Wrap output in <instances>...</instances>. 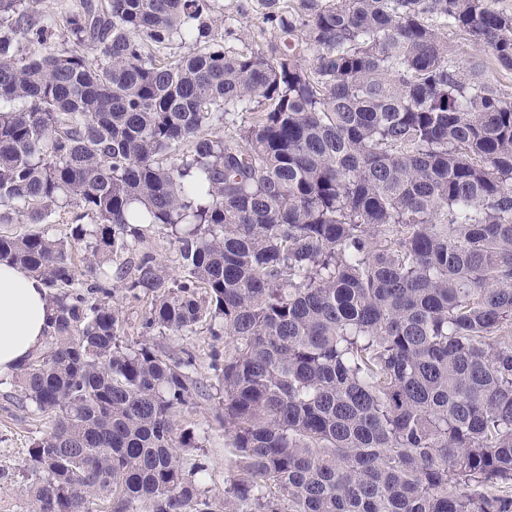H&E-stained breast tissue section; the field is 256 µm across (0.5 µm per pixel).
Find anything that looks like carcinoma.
Instances as JSON below:
<instances>
[{
  "mask_svg": "<svg viewBox=\"0 0 512 512\" xmlns=\"http://www.w3.org/2000/svg\"><path fill=\"white\" fill-rule=\"evenodd\" d=\"M26 3L0 0V224L91 220L80 266L0 233L55 310L13 376L52 422L33 512H512V95L491 77L512 74V13L299 0L264 14L269 56L224 49L218 0H82L71 47L39 52ZM177 41L206 47L163 56ZM140 224L170 230L181 275L109 269ZM114 277L151 299L146 335L231 340L220 502L178 452L192 356L127 347Z\"/></svg>",
  "mask_w": 512,
  "mask_h": 512,
  "instance_id": "obj_1",
  "label": "carcinoma"
}]
</instances>
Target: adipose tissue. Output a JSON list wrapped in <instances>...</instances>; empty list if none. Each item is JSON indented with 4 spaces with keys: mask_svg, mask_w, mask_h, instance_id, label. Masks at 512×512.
I'll return each mask as SVG.
<instances>
[{
    "mask_svg": "<svg viewBox=\"0 0 512 512\" xmlns=\"http://www.w3.org/2000/svg\"><path fill=\"white\" fill-rule=\"evenodd\" d=\"M52 314L38 278L21 266L0 264V378L42 345Z\"/></svg>",
    "mask_w": 512,
    "mask_h": 512,
    "instance_id": "ef3b65f1",
    "label": "adipose tissue"
}]
</instances>
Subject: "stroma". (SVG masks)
Segmentation results:
<instances>
[{
	"label": "stroma",
	"mask_w": 512,
	"mask_h": 512,
	"mask_svg": "<svg viewBox=\"0 0 512 512\" xmlns=\"http://www.w3.org/2000/svg\"><path fill=\"white\" fill-rule=\"evenodd\" d=\"M79 3L80 0H31L29 8L36 18L56 22L47 50L58 52L68 48L67 33L60 20L77 10ZM222 3L225 15L238 32L237 37L227 40V48L240 51L255 43L265 52H272L278 38L273 31L263 28V16L268 11L264 0H222ZM146 254L160 260L169 275H180L179 245L168 230L142 225L140 241L130 259L135 262ZM112 300L120 310L121 331L128 345L145 341L165 355H176L183 350L192 353L190 372L198 382L199 391L178 410L176 425L178 430L199 434V448L188 449L186 455L206 460L208 470L200 480L201 488L206 494L222 497L224 484L234 471V456L224 433V410L214 358L228 350L227 339L212 335L205 322L186 332L144 336L143 322L150 307L149 298L127 297L117 287ZM49 429L47 416L26 407L21 392L11 382L0 383V471L6 473L5 478H0V512H32V503L25 491L28 449L33 439L43 436Z\"/></svg>",
	"instance_id": "stroma-1"
}]
</instances>
